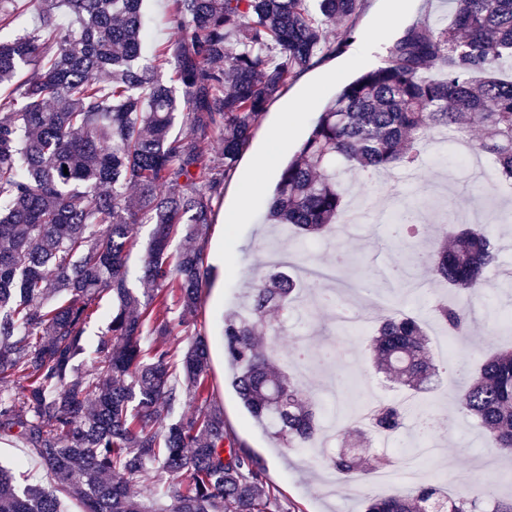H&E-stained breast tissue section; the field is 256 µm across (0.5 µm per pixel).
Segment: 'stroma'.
Here are the masks:
<instances>
[{
  "label": "stroma",
  "mask_w": 512,
  "mask_h": 512,
  "mask_svg": "<svg viewBox=\"0 0 512 512\" xmlns=\"http://www.w3.org/2000/svg\"><path fill=\"white\" fill-rule=\"evenodd\" d=\"M384 7L385 0H360L353 28L355 33L370 35L364 54H356L348 46L323 55L317 64L301 73L286 91L272 100L260 117L252 139L225 186L222 200L214 208L206 250L210 253L225 251L226 258L223 265H210L208 286L196 315L190 320V335L203 336L209 347L211 400L223 410L225 427L237 444L264 466L280 512H361L364 496L375 493L376 488L369 479L325 483L322 469L316 468L314 462L323 452L339 451L344 443L343 436H336L325 449L318 445L293 450L277 447L264 428L249 416L231 385L224 357V317L240 308L251 274L267 270L270 262L279 257L291 263L293 272L302 275L307 287L318 289L323 285L322 280L305 273V258L312 253L293 245L282 237L279 228L267 224V200L279 172L256 167L254 159L266 151L276 155L280 165L286 164L307 138L319 112L336 95L341 82L351 80L361 70L382 65L388 47L417 21L437 25L450 20L452 15L449 0H413L400 22L386 30L377 26ZM313 85L318 91L311 96L307 90ZM292 106L299 107L302 113L300 126L279 138H272L270 132L277 125L281 112ZM465 166V160L450 148L438 160L427 161L419 168L416 179H408L402 171L372 177L359 173L349 183L348 192L371 201L385 197L400 209L412 201L428 198L430 187H437L440 206L422 210L423 228L419 240L424 244L435 240L441 225L456 223L459 215L479 206L491 212L488 230L501 250L498 266L487 269L484 276L495 288L481 303L485 317L477 319L469 336L453 346L455 354H469L470 364L475 365L481 357L512 346V287L503 289L497 285L501 268L512 267V183L486 176L471 180L465 173ZM246 182L254 190L251 207L240 223H225V212L236 206L240 189ZM343 247L365 261L355 274L358 284L355 295L361 305L368 307L372 316L370 322L350 328L338 320L332 309L313 305L294 317L295 322L303 326V336L291 335L286 329L277 333L262 328L257 331L260 345L288 366L293 365V353L299 344L313 349L333 343L343 347V356L335 359L329 371L311 370L301 381L306 395L325 411L334 403H355L365 384L373 386L377 397H404V390L374 367L368 349L374 329L372 320L386 307L417 315L424 304L423 295L410 293L405 288L390 290L389 305L380 303L378 285L382 274L398 268L402 260L401 252L388 236L387 224L370 221L355 236L345 238ZM312 255L322 268L335 261L330 249ZM460 385L456 375L446 373L437 390L416 398L420 408H434L442 413L433 436L437 448L434 462L438 468L449 472L451 479L443 483L442 490L452 495L462 493L467 480L490 483L497 480L501 468L512 465V460L469 442L467 435L479 432L478 423L472 419L461 422L459 415L449 407ZM0 465L32 474L41 482L47 479L34 449L11 435H0Z\"/></svg>",
  "instance_id": "1"
}]
</instances>
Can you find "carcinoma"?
Segmentation results:
<instances>
[{
    "label": "carcinoma",
    "mask_w": 512,
    "mask_h": 512,
    "mask_svg": "<svg viewBox=\"0 0 512 512\" xmlns=\"http://www.w3.org/2000/svg\"><path fill=\"white\" fill-rule=\"evenodd\" d=\"M16 0H0V29L17 20ZM32 24L0 40V84L29 73L0 113V433L34 449L54 481L19 490L0 466V512H156L132 492L157 483L162 512H275L265 469L239 448L221 409L203 399L206 341L182 346L209 280L204 266L214 203L267 105L324 51L342 43L327 28L350 25L359 0H167L172 37L145 58L144 0H32ZM452 21L418 23L387 48L384 64L346 83L319 113L283 168L266 219L303 238L326 239L346 222L344 174L390 173L423 162L431 132L464 139L512 179V0H450ZM66 13L69 26L59 27ZM442 70L430 80L425 73ZM222 152H210L211 139ZM151 225L142 257L143 292L129 287L138 226ZM441 244L406 252L436 279L467 294L435 297L431 318L454 342L475 321L472 300L487 288L498 254L482 225L452 224ZM182 239L173 247L175 239ZM364 264L336 248V287ZM112 317L96 344L86 335L103 296ZM297 283L267 272L242 310L224 318V353L251 418L285 448L317 438L321 408L255 331L276 311L301 305ZM369 349L378 370L413 394L440 380L425 324L409 314L379 318ZM86 359L91 368H83ZM204 400L198 413L178 410ZM493 451L512 449V349L486 356L455 397ZM406 400L378 402L365 420L341 411V430L406 435L431 428ZM399 458L327 455L320 466L343 482L373 477ZM439 473L374 496L365 512H512V497L485 485L441 492Z\"/></svg>",
    "instance_id": "carcinoma-1"
}]
</instances>
